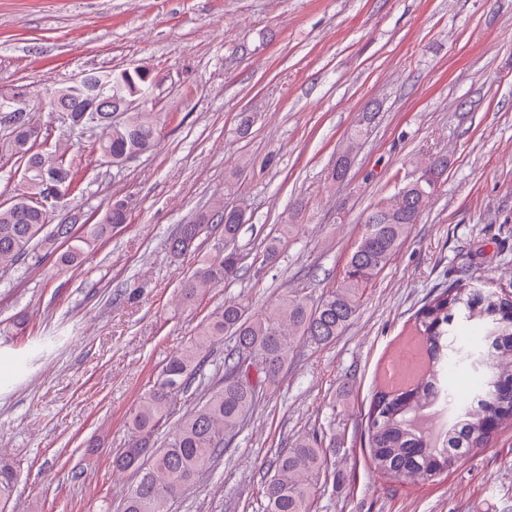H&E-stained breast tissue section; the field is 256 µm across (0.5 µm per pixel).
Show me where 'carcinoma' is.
I'll list each match as a JSON object with an SVG mask.
<instances>
[{
    "label": "carcinoma",
    "instance_id": "cac0c4a2",
    "mask_svg": "<svg viewBox=\"0 0 512 512\" xmlns=\"http://www.w3.org/2000/svg\"><path fill=\"white\" fill-rule=\"evenodd\" d=\"M148 73L144 67L119 73L94 71L86 74V83L80 87L67 82L52 84L46 88L44 107L66 114L72 127L101 130L96 150L121 167L151 152L160 139L156 113L129 109L147 90ZM374 118V112L365 113L338 153L329 172L332 182L346 177L349 156ZM5 123L10 130L0 149L23 166V183L21 192L0 206V266L11 267L39 251L47 257L56 255L65 267L80 266L84 246L110 237L112 228L126 223L123 200L105 209L88 236H77L79 218L62 215L56 219L34 203L50 185L66 195L81 190L80 171L70 151L49 154L38 150V138L32 133L35 122L28 111L0 112V126ZM447 169L448 158L430 159L416 168L394 195L369 209L344 275L317 300L285 293L257 312L227 303L168 358L131 412L127 444L113 457L118 469H132L136 474L123 512H164L184 488L221 460L224 446L243 426L246 415L292 362L295 340L327 345L344 332L361 305L365 288L392 261ZM245 222V214L218 200L210 210L180 225L170 242L175 255L196 251L200 241L217 227L224 231V238L214 244L210 255L181 280V304L190 306L211 288L237 277L242 256L235 242ZM508 308L512 310V301L499 294L457 284L438 293L420 310L416 331L423 367L411 385L376 392L365 416L366 447L375 470L394 479H431L452 468L472 449L486 447L492 439L489 424L499 427L512 419V365L503 363V358L512 356ZM457 315L467 322H486L480 389L464 418L437 444L415 429L412 421L438 400H448L444 365L448 355L463 350L453 327ZM226 336L233 346L224 357L220 384L204 393L178 419L163 443L157 444L173 414L174 396L204 374L213 346ZM251 351L264 357L267 365L256 367L250 378L240 367L243 355ZM327 449L323 440L309 432L294 435L263 475L262 512H311L318 481L325 473ZM16 483L15 468L0 462V512H4Z\"/></svg>",
    "mask_w": 512,
    "mask_h": 512
}]
</instances>
